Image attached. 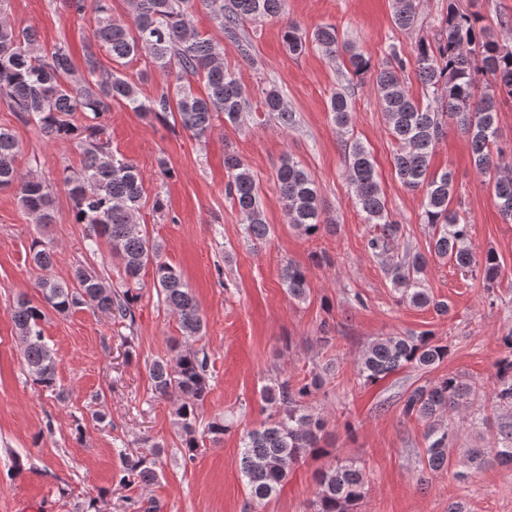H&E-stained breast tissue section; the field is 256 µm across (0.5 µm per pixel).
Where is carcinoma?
<instances>
[{"label": "carcinoma", "mask_w": 512, "mask_h": 512, "mask_svg": "<svg viewBox=\"0 0 512 512\" xmlns=\"http://www.w3.org/2000/svg\"><path fill=\"white\" fill-rule=\"evenodd\" d=\"M126 3L124 21L113 18L111 0H65L74 13L90 10L96 18L92 40L84 47L82 66L77 67L67 44L43 45L34 29L9 21L8 0H0V97L20 119L35 121L46 141L68 142L79 151L81 168H65L60 178L73 203L74 221L88 227L86 250L93 254L101 244H107L123 271L122 283L114 286L78 266L67 282L38 280L43 305L20 297L11 308L28 375L48 390L54 389L56 366L41 329L43 307L60 314L88 307L115 324L130 327L139 298L135 289L149 265L154 287L177 314L182 335L192 338L203 331L197 301L183 275L163 261L162 243L151 238L137 220L145 194L143 178L133 162L112 152L105 123L112 107L122 105L148 120L174 116L199 141L211 136L220 117L236 125L256 111L277 116L284 127L291 120L278 90L263 91L253 105L235 74L224 65V40L236 43L239 55L252 60L251 44L241 38L244 24L283 17L285 0ZM197 3L209 13L221 37L194 29L191 10ZM393 19L397 27L411 28L416 20L415 0H396ZM309 41L330 57L346 56L351 76L372 81L398 144L395 171L405 186L424 191L421 221L431 229L434 255L453 261L462 271L478 265L486 287L497 285L501 275L498 256L488 251L476 259L469 224L460 209L452 206L454 172L444 169L431 174L429 160L448 124L455 123L470 143L474 169L493 183L499 212L512 220V153L500 144L498 127L501 105L512 103V46L500 42L481 24V17L459 11L450 0L434 37L415 46L416 70L425 89V100L420 101L406 89L408 60L396 46L389 47L385 62L375 68L353 45L339 39L335 26L320 25L307 34L295 23H286L284 43L290 54L301 55ZM103 52L122 67L143 57L148 68L135 76L107 68L99 57ZM153 70L162 76L163 83L153 96L143 98L139 83L149 79ZM196 80L204 83L205 95L195 94ZM329 109L336 125L349 126L350 103L345 93H333ZM19 151L14 134L0 127V190L13 191L37 223L50 224L52 193L37 175L17 170ZM345 156L346 177L355 189L356 204L366 223L373 225L367 248L382 256L398 245L401 227L390 217L367 148L353 140L345 144ZM224 169L225 194L238 207L246 238L254 244L267 240L272 227L266 222L253 173L234 154L224 156ZM276 180L289 223L299 233L311 236L331 223L315 179L299 162L290 157L283 160ZM30 253L41 269L53 262L52 248L41 240L32 241ZM427 267L425 255L407 254L391 264L388 272L401 302L420 308L431 306L446 314L448 303L435 300L424 288ZM282 282L289 297L306 299L308 284L302 267L286 263ZM500 345L502 356L491 374V399L499 418L490 448H457L459 430L442 417L445 410H456L478 397L462 375L449 374L405 392L401 414L424 423L430 469H451L457 451L475 470L493 464L512 466V333L500 337ZM446 358L448 345L430 333L387 336L366 346L358 359V371L364 383L373 384L403 367L427 369ZM330 371L331 367L323 366L301 380L277 379L264 387L262 400L270 413L261 427L243 432L240 438L241 472L253 512H260L306 457L332 454L326 420L307 407V401L325 386ZM207 372L208 355L191 347L155 360L149 367L155 397L178 398L175 425L187 461L194 460L200 449L199 432L215 442L230 429V423L221 417L203 430L197 429L198 409L209 392ZM118 455L123 467L120 484H149L157 479L154 456L130 448L120 449ZM368 484L363 464L337 459L317 474L312 512H352L366 498Z\"/></svg>", "instance_id": "carcinoma-1"}]
</instances>
